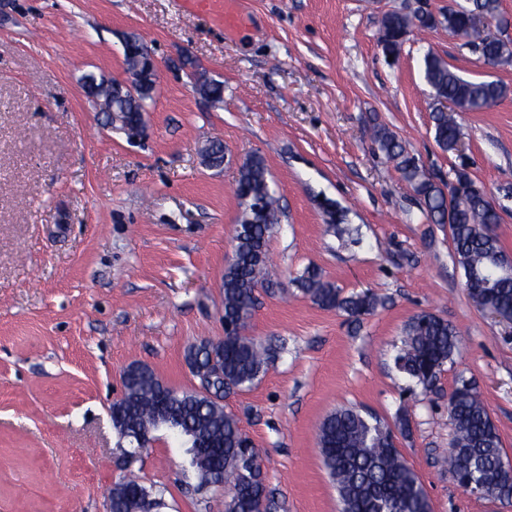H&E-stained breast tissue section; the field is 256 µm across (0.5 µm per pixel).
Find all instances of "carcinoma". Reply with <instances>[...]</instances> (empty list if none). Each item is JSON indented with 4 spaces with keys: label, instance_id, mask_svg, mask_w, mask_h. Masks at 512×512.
<instances>
[{
    "label": "carcinoma",
    "instance_id": "1",
    "mask_svg": "<svg viewBox=\"0 0 512 512\" xmlns=\"http://www.w3.org/2000/svg\"><path fill=\"white\" fill-rule=\"evenodd\" d=\"M448 31L458 37L470 35L467 12L451 10L443 15ZM434 28L429 16L393 12L383 17L379 43L385 55L396 56L409 35ZM480 54L503 61L512 59V39L494 38L484 43ZM424 79L434 96L455 104L461 112L488 109L507 94L496 81L469 80L454 71L446 60L429 52L423 60ZM104 112L125 114L127 131L139 133L142 112L150 95L114 99L105 92L96 96ZM434 141L444 151H456L461 128L453 113L436 110L432 115ZM372 141L401 177L418 195L427 217L434 224H449L453 258L462 269L465 288L472 302L487 312L512 321V277L495 278L493 268L505 257L498 236L486 234L487 225L501 222L488 207L481 183L463 169L453 170L451 196L437 183L419 159L407 151L397 135L382 124L371 132ZM236 195L242 207L233 236V254L224 270V322L232 326L224 338V356L218 359L215 381L224 395L251 389L266 372L269 348L243 334L255 309L256 287L262 283L268 260L267 240L274 212L268 170L259 155L249 157L239 168ZM302 290L318 306L339 309L358 319L373 313L379 299L370 292L342 295L314 268L299 279ZM460 343L459 332L430 312L416 315L406 326L395 358L399 370L428 389ZM178 417L189 432L204 441L191 448L190 465L202 483L224 471L229 486L225 512H253L268 498L262 468L246 465L245 455H254L251 440L238 419L219 404V396L177 392L160 384L148 367L133 363L124 383V399L112 410V418L130 428L153 423L158 410ZM448 417L454 438L445 463L454 470L468 462L476 476L490 475L504 455L498 430L477 390L454 389L448 400ZM391 430L372 423L354 407H340L320 423L317 444L322 463L336 486L342 512H432L431 502L416 473L404 461ZM157 504L152 492L130 476L112 487V512H141Z\"/></svg>",
    "mask_w": 512,
    "mask_h": 512
}]
</instances>
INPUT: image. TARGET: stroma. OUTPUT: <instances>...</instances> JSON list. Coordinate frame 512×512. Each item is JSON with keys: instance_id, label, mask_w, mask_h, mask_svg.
I'll return each instance as SVG.
<instances>
[{"instance_id": "35a3bbf8", "label": "stroma", "mask_w": 512, "mask_h": 512, "mask_svg": "<svg viewBox=\"0 0 512 512\" xmlns=\"http://www.w3.org/2000/svg\"><path fill=\"white\" fill-rule=\"evenodd\" d=\"M473 0H0V512H106L125 470L110 407L131 363L194 389L188 348L224 335V268L241 213L240 165L260 155L279 201L266 281L246 333L275 357L224 402L259 448L270 512H340L316 440L354 406L396 432L433 512H507L465 493L439 459L453 439L448 396L477 387L512 457V328L477 309L447 225L370 137L386 125L441 180L468 160L502 220L512 256V63L487 69L445 26L407 38L396 60L377 39L389 12L436 15ZM147 41L157 86L143 132L110 126L85 95L92 71L128 83L123 41ZM509 94L459 112L462 153L434 141L423 58ZM224 84L209 107L194 81ZM213 140L226 161L210 168ZM319 270L343 295L371 292L374 314L313 303L298 283ZM461 334L431 389L395 366L421 312ZM408 429L396 430L398 416ZM156 512H224L227 490L199 486L182 442L160 430L133 466Z\"/></svg>"}]
</instances>
